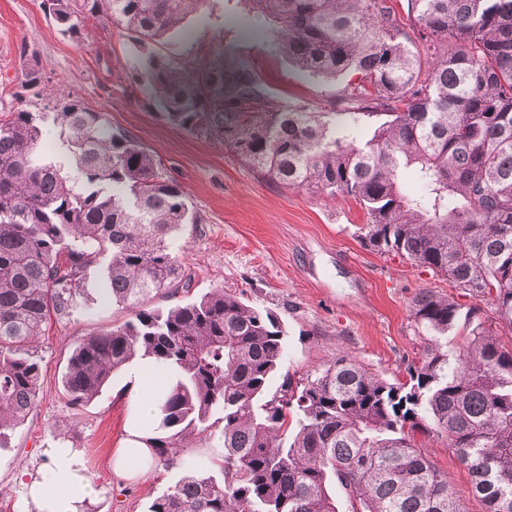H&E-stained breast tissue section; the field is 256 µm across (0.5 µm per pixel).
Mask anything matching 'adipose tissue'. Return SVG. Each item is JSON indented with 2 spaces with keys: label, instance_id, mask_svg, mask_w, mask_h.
I'll list each match as a JSON object with an SVG mask.
<instances>
[{
  "label": "adipose tissue",
  "instance_id": "1",
  "mask_svg": "<svg viewBox=\"0 0 512 512\" xmlns=\"http://www.w3.org/2000/svg\"><path fill=\"white\" fill-rule=\"evenodd\" d=\"M134 373L140 393L135 402L133 444L118 450L113 465L118 471L143 475L154 468L153 451L147 448L145 440L152 434L163 392L159 372L150 360H138ZM45 454L49 461L45 472L20 481L23 499L31 512H86L95 490L80 453L66 441L58 440Z\"/></svg>",
  "mask_w": 512,
  "mask_h": 512
}]
</instances>
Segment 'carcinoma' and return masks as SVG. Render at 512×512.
<instances>
[{"label": "carcinoma", "mask_w": 512, "mask_h": 512, "mask_svg": "<svg viewBox=\"0 0 512 512\" xmlns=\"http://www.w3.org/2000/svg\"><path fill=\"white\" fill-rule=\"evenodd\" d=\"M294 66L334 81L353 120L380 117L364 142L302 104L270 106L250 66L224 69L161 52L210 0H43L62 33L108 19L135 41L134 83L175 125L216 138L262 178L366 213L361 236L448 279L471 300L421 289L410 308L428 338L389 382L346 354L312 378L283 372L278 317L215 288L178 293L177 240L201 218L156 155L79 96L46 85L42 106L0 115V445L38 402L34 343L71 315L91 271L129 312L74 346L62 385L92 401L135 358L166 381L147 447L167 466L188 436L224 440L221 479L195 470L149 512H512V0H246ZM453 49H448V46ZM430 59L422 75L421 57ZM60 145L42 151L44 129ZM410 170L421 192L409 193ZM468 329L463 344L448 334ZM282 376L274 387L272 380ZM448 437L460 489L415 434Z\"/></svg>", "instance_id": "1"}]
</instances>
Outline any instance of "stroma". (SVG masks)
I'll return each instance as SVG.
<instances>
[{
	"instance_id": "obj_1",
	"label": "stroma",
	"mask_w": 512,
	"mask_h": 512,
	"mask_svg": "<svg viewBox=\"0 0 512 512\" xmlns=\"http://www.w3.org/2000/svg\"><path fill=\"white\" fill-rule=\"evenodd\" d=\"M269 31L244 0H211L162 50L183 60L251 66L274 103L301 102L337 123L333 101L347 77L327 82L294 68L275 50ZM134 62L126 33L110 22L87 23L75 40L60 31L42 0H0V105H14L22 70L33 64L45 80L75 92L112 128L130 132L157 156L163 174L181 183L202 218L181 236L179 261L190 297L222 288L273 311L287 331L286 367L294 377L315 375L348 353L383 379H405L407 357L427 338L411 316V300L423 288L453 294L448 280L365 247L366 214L353 200L265 180L219 141L171 123L132 82ZM126 318L124 309L101 301L91 288L71 315L48 324L36 345L37 406L0 447V504L9 512H25L19 472L43 470V450L58 437L84 458L99 493L91 512H146L192 471L218 474L224 447L216 434L189 440L175 464L156 465L147 475L113 470L114 453L131 439L135 389L126 372L89 404L70 405L62 376L72 347Z\"/></svg>"
}]
</instances>
